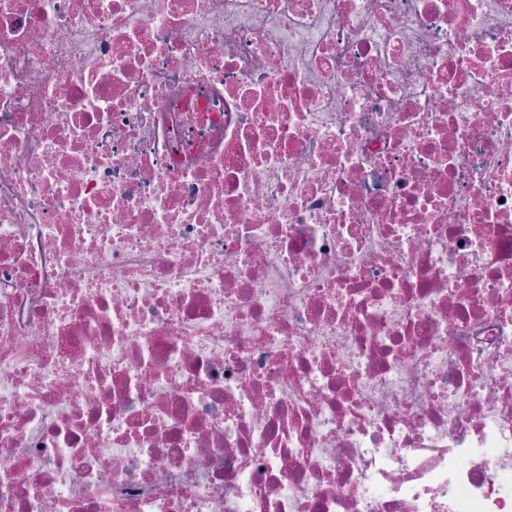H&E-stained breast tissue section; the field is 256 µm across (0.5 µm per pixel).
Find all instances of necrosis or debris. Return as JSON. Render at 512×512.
I'll return each mask as SVG.
<instances>
[{
	"label": "necrosis or debris",
	"mask_w": 512,
	"mask_h": 512,
	"mask_svg": "<svg viewBox=\"0 0 512 512\" xmlns=\"http://www.w3.org/2000/svg\"><path fill=\"white\" fill-rule=\"evenodd\" d=\"M0 512H512V0H0Z\"/></svg>",
	"instance_id": "obj_1"
}]
</instances>
